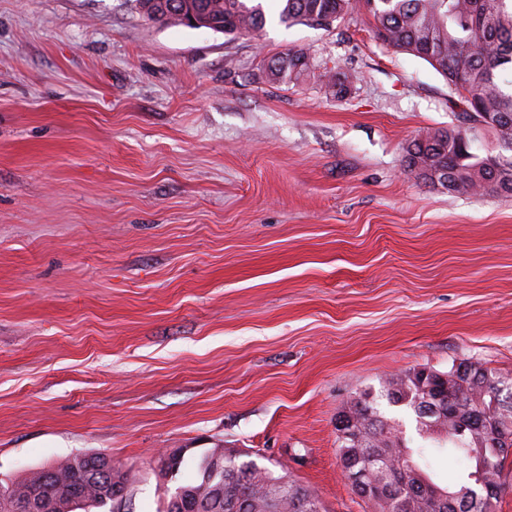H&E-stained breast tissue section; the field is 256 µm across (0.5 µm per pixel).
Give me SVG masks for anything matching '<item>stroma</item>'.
<instances>
[{
	"label": "stroma",
	"mask_w": 512,
	"mask_h": 512,
	"mask_svg": "<svg viewBox=\"0 0 512 512\" xmlns=\"http://www.w3.org/2000/svg\"><path fill=\"white\" fill-rule=\"evenodd\" d=\"M227 36L131 0H0V482L75 454L224 448L368 512L336 417L389 375H512V197L405 168L453 123L372 15ZM291 49L308 75L278 83ZM352 75L340 99L320 76ZM309 70V58L301 49L289 50L287 53L268 60L266 71L273 81L291 83Z\"/></svg>",
	"instance_id": "obj_1"
}]
</instances>
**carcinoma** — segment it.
<instances>
[{"label":"carcinoma","mask_w":512,"mask_h":512,"mask_svg":"<svg viewBox=\"0 0 512 512\" xmlns=\"http://www.w3.org/2000/svg\"><path fill=\"white\" fill-rule=\"evenodd\" d=\"M149 21L183 25L193 16L203 27L238 35L259 30L265 15L254 0H132ZM365 10L377 21L380 43L418 56L448 81L460 123L428 130L408 147L406 167L451 193L512 196V0H284L287 25L324 24ZM309 70L301 49L268 60L273 81L291 83ZM326 92L344 93L348 77L324 72ZM491 136L480 156L473 145ZM417 418V438L406 437L403 422L387 417L378 399ZM347 425L336 428L345 477L365 473L367 484H390L385 498L357 494L370 512H496L508 488L504 465L512 452V376L462 360L446 372L410 370L382 383L380 394L363 392L347 403ZM447 449L463 464L458 480L435 483L427 472V450ZM187 449L167 451L166 476L177 480ZM203 454L197 476L164 494L161 512H325L320 497L255 460ZM55 475L43 480L35 468L0 483V512H135L134 493L142 481L135 470L116 472L103 453L75 455L50 463Z\"/></svg>","instance_id":"1"}]
</instances>
